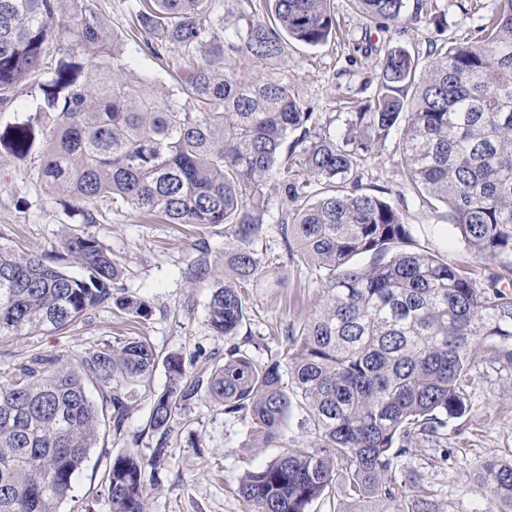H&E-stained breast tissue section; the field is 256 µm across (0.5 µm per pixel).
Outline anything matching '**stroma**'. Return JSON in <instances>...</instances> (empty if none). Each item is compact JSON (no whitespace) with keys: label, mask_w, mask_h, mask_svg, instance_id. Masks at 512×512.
<instances>
[{"label":"stroma","mask_w":512,"mask_h":512,"mask_svg":"<svg viewBox=\"0 0 512 512\" xmlns=\"http://www.w3.org/2000/svg\"><path fill=\"white\" fill-rule=\"evenodd\" d=\"M345 37L318 46L293 45L285 69L308 111L317 113L320 128L343 135L349 104L370 97L365 78L389 45L390 33L362 16L351 0H331ZM138 0H92V7L108 29L127 39L126 55L135 70L153 81L155 90H174L191 61L176 50L153 56L130 39ZM445 23L419 19L399 36L400 44L419 58L433 45H454L474 35L487 22L497 0H438ZM398 136H390L377 155L361 162L358 173L367 191L399 188L396 167ZM38 153L18 159L0 148V242L27 251L50 254L60 250L73 231L98 237L120 262L125 294L141 298L150 307L148 317L131 320L113 303L89 309L76 323L55 332L0 338V375L14 372L39 355L64 363L103 343L123 336H139L159 356L180 354L187 371L204 373L224 358V339L207 324L209 281L188 277L195 256L194 243L206 241L216 266L224 264V227L213 224H165L131 206L113 203L104 219L87 221V205L62 193L48 192L37 179ZM405 220L412 238L432 253L454 261L464 254L461 242L439 213L408 197ZM252 336L246 346L255 360L268 361L280 350L282 331L315 309L320 292L315 275L303 264L288 268L284 286L253 291ZM507 371L487 363L473 369L466 388L471 410L449 419L437 441L417 444L397 470V480L415 475L433 494L434 512H492L493 502L482 494L473 477L490 455L512 459V394L506 391ZM150 401L140 396L131 409L123 434L103 425L97 448L92 449L78 476L73 497L60 512H108L103 476L113 454L131 448L147 452L151 439L140 438ZM276 449L253 447L247 425L228 420L222 408L193 403L181 429L172 433L168 455L155 463V488L147 512H245L235 492L249 469L275 457Z\"/></svg>","instance_id":"35a3bbf8"}]
</instances>
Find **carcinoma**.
<instances>
[{
	"label": "carcinoma",
	"instance_id": "obj_1",
	"mask_svg": "<svg viewBox=\"0 0 512 512\" xmlns=\"http://www.w3.org/2000/svg\"><path fill=\"white\" fill-rule=\"evenodd\" d=\"M68 2L61 22L58 0H0V106L28 76L45 74L40 101L0 132V147L25 157L39 131L36 174L46 186L86 205L119 198L168 224L224 225V273L200 241L189 278L212 280L207 322L226 347L205 378L135 337L77 365L39 356L1 378L0 512H59L102 422L122 432L160 363L167 385L152 395L145 427L155 446L148 458L112 457L109 512H146L148 469L168 455L181 410L198 398L281 449L240 479L246 512H308L338 485L392 512H433L420 478L393 475L398 458L466 413L472 368L490 360L512 369V0H499L476 36L433 47L424 66L404 46L388 47L374 93L341 138L317 130L280 67L292 44L336 37L331 0H272L269 19L249 2L224 17L222 35L206 19L207 0H139L133 24L151 37L149 52L173 46L195 60L175 93L150 90L90 0ZM356 7L397 34L437 11L434 0H416L409 18L405 0ZM53 57L55 68L44 69ZM246 66L265 75L250 78ZM395 131L398 199L407 190L427 208L444 205L469 259L418 246L389 190L368 193L354 176ZM276 196L293 208L279 222L285 253L271 258L258 244ZM61 248L87 277L0 243V337L61 330L110 300L148 315L145 301L114 293L122 270L106 244L76 231ZM362 254L370 262L358 267ZM295 263L318 273L320 305L288 325L275 358L258 362L236 342L251 290L272 266ZM295 410L308 441L288 448ZM474 480L496 512H512V460L489 456Z\"/></svg>",
	"mask_w": 512,
	"mask_h": 512
}]
</instances>
